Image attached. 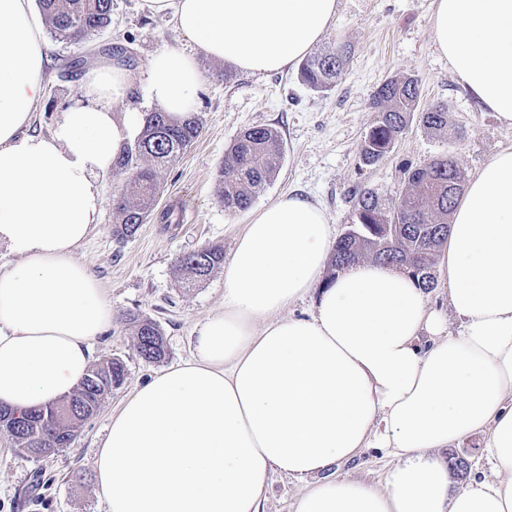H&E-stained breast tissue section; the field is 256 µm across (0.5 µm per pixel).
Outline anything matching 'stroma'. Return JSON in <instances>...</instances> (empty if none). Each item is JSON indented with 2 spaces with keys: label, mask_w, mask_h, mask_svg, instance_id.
Listing matches in <instances>:
<instances>
[{
  "label": "stroma",
  "mask_w": 512,
  "mask_h": 512,
  "mask_svg": "<svg viewBox=\"0 0 512 512\" xmlns=\"http://www.w3.org/2000/svg\"><path fill=\"white\" fill-rule=\"evenodd\" d=\"M181 40L171 22L148 13L142 0H112L111 25L82 43L47 37L51 64L31 133H49L63 107L76 98L79 82L64 74L69 58L81 55L93 66L107 59L109 47L115 46L141 81L150 59ZM341 44L350 46L351 56L326 92L303 85L295 67L250 75L199 58L206 81L194 113L202 133L174 164L160 169L161 192L153 214L132 238L120 241L113 235V199L120 178L114 175L105 182L99 221L75 257L99 280L112 307V325L95 341L93 357L123 360L126 380L79 428L70 446L51 458L20 454L0 431V512H105L93 463L111 417L135 389L166 366L189 358L194 324L224 307L223 269L187 288L182 284L181 257L205 246L231 252L238 231L254 211L288 192L318 202L334 234L342 235L358 222L356 191L398 198L406 188L405 167H423L444 154L453 157L467 180L512 146V127L467 95L436 50L431 0H338L336 17L319 47L331 50ZM404 76L417 79L421 105L447 107L448 128L428 130L418 114H411L387 157L363 164L361 143L377 119L375 92L384 80ZM252 127L280 133L281 166L251 209L230 213L217 195L220 166L240 133ZM132 312L162 329L164 361L148 363L138 356L126 320ZM394 464L385 450L366 448L335 471L380 484Z\"/></svg>",
  "instance_id": "stroma-1"
}]
</instances>
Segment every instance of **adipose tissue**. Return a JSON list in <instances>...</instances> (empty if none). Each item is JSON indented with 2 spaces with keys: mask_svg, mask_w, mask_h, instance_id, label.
Listing matches in <instances>:
<instances>
[{
  "mask_svg": "<svg viewBox=\"0 0 512 512\" xmlns=\"http://www.w3.org/2000/svg\"><path fill=\"white\" fill-rule=\"evenodd\" d=\"M432 39L462 88L512 126V0H432ZM194 50L150 60L147 100L175 122L203 90L197 57L249 74L292 67L336 0H144ZM50 63L32 0H0V405L37 408L87 375L112 323L74 258L99 220L102 178L139 133L115 103L136 80L118 59L81 76L50 134L30 133ZM322 207L285 194L257 211L224 266V308L192 355L136 389L95 458L106 512H261L273 475L302 484L292 512H512V147L468 182L437 252L459 322L406 271L355 263L333 281ZM305 318L287 308L310 293ZM485 436L490 477L451 489L442 452ZM365 448L397 459L383 484L331 474Z\"/></svg>",
  "mask_w": 512,
  "mask_h": 512,
  "instance_id": "obj_1",
  "label": "adipose tissue"
}]
</instances>
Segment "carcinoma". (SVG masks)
<instances>
[{
    "label": "carcinoma",
    "mask_w": 512,
    "mask_h": 512,
    "mask_svg": "<svg viewBox=\"0 0 512 512\" xmlns=\"http://www.w3.org/2000/svg\"><path fill=\"white\" fill-rule=\"evenodd\" d=\"M49 33L69 42L84 40L112 23V0H38ZM349 51L341 47L332 53L316 52L302 63L300 78L315 91L332 88L342 73ZM418 82L413 78L384 81L377 89L374 105L379 119L361 144V158L367 165L384 159L404 130L408 116L418 108ZM423 126L440 131L448 126V112L440 105H429L419 112ZM201 134L196 116L180 123L172 122L161 111L145 115L140 136L118 161L116 172L121 188L115 199L118 222L113 233L120 239L136 234L154 210L160 189L157 169L174 163ZM283 156L278 131L255 127L242 132L224 154L220 168L218 197L228 212L248 209L274 178ZM407 188L395 202H387L375 193H356L359 240L346 235L336 243L333 266L339 268L369 255L375 261L401 264L408 253L419 254L421 284L431 286L430 269L436 249L444 242L437 232L448 230L445 219L462 189L461 175L453 160L442 156L429 165L404 169ZM186 272V287H193L224 265V250L203 247L180 259ZM136 336L135 349L140 358L160 362L167 348L161 328L149 318L131 314ZM126 365L107 357L93 365L70 396L40 408L20 413L3 426L17 447L30 457H41L43 448H65L74 433L100 408L112 391L120 388Z\"/></svg>",
    "instance_id": "carcinoma-1"
}]
</instances>
